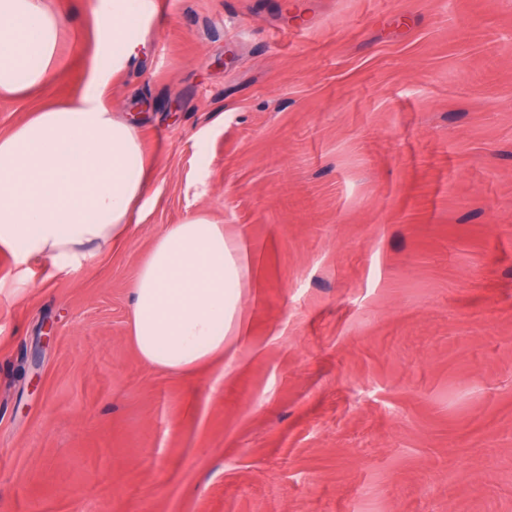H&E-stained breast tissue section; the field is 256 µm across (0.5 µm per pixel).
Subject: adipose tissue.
Masks as SVG:
<instances>
[{
	"mask_svg": "<svg viewBox=\"0 0 512 512\" xmlns=\"http://www.w3.org/2000/svg\"><path fill=\"white\" fill-rule=\"evenodd\" d=\"M149 0H107L97 12L111 71L80 97L49 106L0 137V247L61 268L127 242L146 203L150 168L135 128L103 99L110 72L131 60ZM64 18L47 0H0V95L44 89L59 61ZM255 266L241 239L194 216L165 227L133 288L132 333L141 359L186 373L249 335L241 280Z\"/></svg>",
	"mask_w": 512,
	"mask_h": 512,
	"instance_id": "adipose-tissue-1",
	"label": "adipose tissue"
}]
</instances>
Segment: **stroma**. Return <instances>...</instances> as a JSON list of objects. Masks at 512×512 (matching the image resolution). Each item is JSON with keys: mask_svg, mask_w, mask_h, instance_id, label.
<instances>
[{"mask_svg": "<svg viewBox=\"0 0 512 512\" xmlns=\"http://www.w3.org/2000/svg\"><path fill=\"white\" fill-rule=\"evenodd\" d=\"M101 0L0 135L77 99ZM153 0L104 98L151 165L130 241L0 248V512H512V0ZM259 251L249 336L142 361L154 238ZM50 341H43L44 332Z\"/></svg>", "mask_w": 512, "mask_h": 512, "instance_id": "35a3bbf8", "label": "stroma"}]
</instances>
